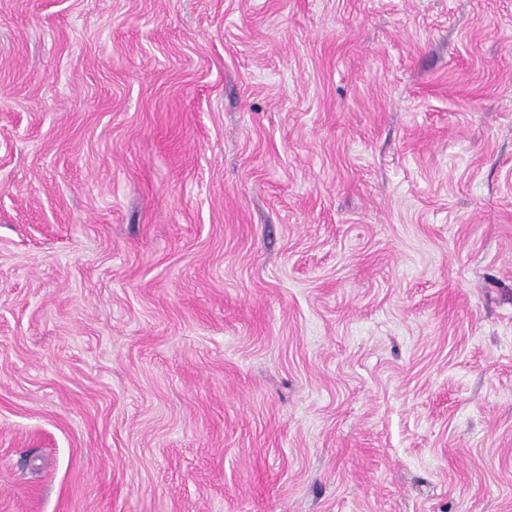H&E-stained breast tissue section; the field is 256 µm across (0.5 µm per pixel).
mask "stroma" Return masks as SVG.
I'll return each mask as SVG.
<instances>
[{
	"instance_id": "1",
	"label": "stroma",
	"mask_w": 512,
	"mask_h": 512,
	"mask_svg": "<svg viewBox=\"0 0 512 512\" xmlns=\"http://www.w3.org/2000/svg\"><path fill=\"white\" fill-rule=\"evenodd\" d=\"M0 512H512V0H0Z\"/></svg>"
}]
</instances>
